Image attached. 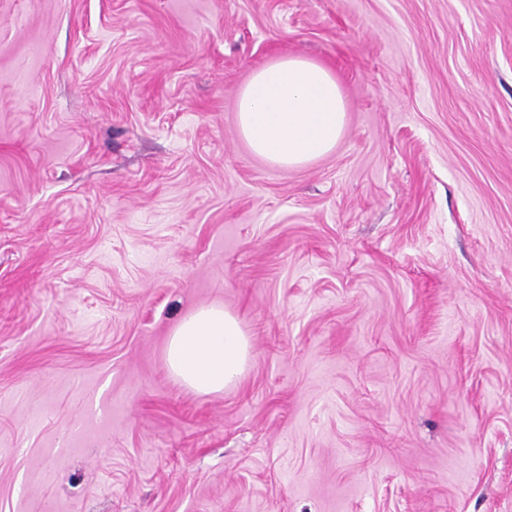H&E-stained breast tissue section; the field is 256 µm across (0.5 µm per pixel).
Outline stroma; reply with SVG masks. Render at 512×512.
I'll list each match as a JSON object with an SVG mask.
<instances>
[{
	"label": "stroma",
	"instance_id": "1",
	"mask_svg": "<svg viewBox=\"0 0 512 512\" xmlns=\"http://www.w3.org/2000/svg\"><path fill=\"white\" fill-rule=\"evenodd\" d=\"M283 55L348 104L298 169ZM0 512H512V0H0ZM236 116L255 154L282 168H299L336 147L347 104L330 68L283 56L252 74L239 93ZM250 345L239 321L221 305H208L182 318L172 329L166 366L188 388L223 392L245 371Z\"/></svg>",
	"mask_w": 512,
	"mask_h": 512
}]
</instances>
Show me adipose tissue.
Instances as JSON below:
<instances>
[{
    "mask_svg": "<svg viewBox=\"0 0 512 512\" xmlns=\"http://www.w3.org/2000/svg\"><path fill=\"white\" fill-rule=\"evenodd\" d=\"M241 137L282 168H299L329 154L342 136L347 104L332 70L301 56H283L255 71L236 107ZM250 345L239 321L208 305L172 329L166 366L188 388L219 393L245 371Z\"/></svg>",
    "mask_w": 512,
    "mask_h": 512,
    "instance_id": "adipose-tissue-1",
    "label": "adipose tissue"
}]
</instances>
